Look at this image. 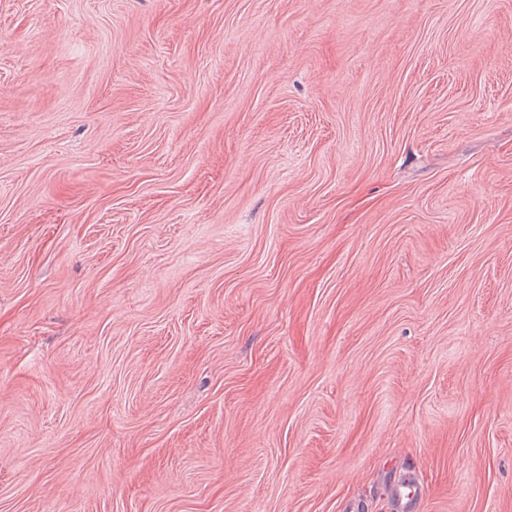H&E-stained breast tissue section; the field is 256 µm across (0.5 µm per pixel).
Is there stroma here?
Masks as SVG:
<instances>
[{
    "label": "stroma",
    "instance_id": "35a3bbf8",
    "mask_svg": "<svg viewBox=\"0 0 512 512\" xmlns=\"http://www.w3.org/2000/svg\"><path fill=\"white\" fill-rule=\"evenodd\" d=\"M512 512V0H0V512ZM392 510L394 512H419L422 505V490L409 478L401 479L391 486Z\"/></svg>",
    "mask_w": 512,
    "mask_h": 512
}]
</instances>
